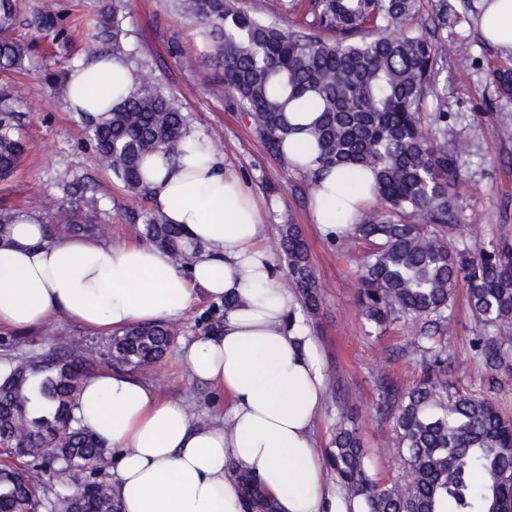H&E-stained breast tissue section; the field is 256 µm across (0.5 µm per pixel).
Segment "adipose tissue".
Here are the masks:
<instances>
[{
	"label": "adipose tissue",
	"mask_w": 512,
	"mask_h": 512,
	"mask_svg": "<svg viewBox=\"0 0 512 512\" xmlns=\"http://www.w3.org/2000/svg\"><path fill=\"white\" fill-rule=\"evenodd\" d=\"M484 40L512 53V0H481ZM132 70L92 56L69 70L68 111L101 117L134 89ZM178 165L146 158L143 181L155 209L202 245L177 266L151 245L94 238L49 239L33 215L18 213L14 244L0 249V325L28 328L59 315L109 333L136 322L179 320L199 297L233 299L218 335L194 340L192 377L219 384L231 404L219 426L199 425L190 408L160 398L120 372L87 381L84 425L112 449V487L122 512H244L227 462L248 471L279 512H353L326 480L315 427L324 400L319 347L300 316L267 244L265 208L223 165L212 139L188 134ZM354 166L325 175L312 201L319 230L335 237L373 195Z\"/></svg>",
	"instance_id": "1"
}]
</instances>
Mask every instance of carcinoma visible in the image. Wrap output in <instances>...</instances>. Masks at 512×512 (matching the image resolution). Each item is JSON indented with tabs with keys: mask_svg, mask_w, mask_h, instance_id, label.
Returning a JSON list of instances; mask_svg holds the SVG:
<instances>
[{
	"mask_svg": "<svg viewBox=\"0 0 512 512\" xmlns=\"http://www.w3.org/2000/svg\"><path fill=\"white\" fill-rule=\"evenodd\" d=\"M310 0L303 31L282 27L240 0H177L178 10L216 40L223 70L213 93L248 117L267 148L282 157L283 144L304 131L316 144L311 162L292 164L311 187L323 172L350 165L375 176L376 205L354 221L352 235L370 251L357 269L364 320L383 331L400 320L423 322L415 352L426 376L400 392L382 386L391 411L395 447L404 474L380 480L368 469L358 424L338 407L327 471L362 512H512V420L493 397L460 391L443 379L452 359L445 345L448 310L456 289L467 286L470 310L483 327L473 363L489 374L512 371V224L499 225L487 242L448 241L459 228L453 206L467 144L448 149L447 115L438 110L433 131L420 118L448 58L437 38L448 22V0ZM16 0H0V71L23 67L28 46L11 36ZM118 9L104 21L102 48L123 32ZM333 38L325 40L322 33ZM102 169L121 180L134 200L150 198L140 163L165 151L178 164L189 116L158 84L135 83L129 98L102 121L84 118ZM25 147L10 90L0 88V180L21 162ZM51 235L95 236L97 204L65 205L49 197ZM15 213L0 210V248L11 243ZM146 240L182 265L202 251L181 227L154 210L140 213ZM288 263L283 287L301 297L307 312L320 309L308 247L297 224H283L278 242ZM179 335L170 322L131 326L99 346L81 340L38 352L15 351L0 366V512H121L112 485L99 477L108 449L85 428L75 410L85 382L103 368L147 375ZM226 476L237 483L245 512H278L276 501L235 462Z\"/></svg>",
	"mask_w": 512,
	"mask_h": 512,
	"instance_id": "cac0c4a2",
	"label": "carcinoma"
}]
</instances>
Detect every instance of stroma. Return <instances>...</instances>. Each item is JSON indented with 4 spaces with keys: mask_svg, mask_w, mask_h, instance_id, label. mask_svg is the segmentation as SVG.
<instances>
[{
    "mask_svg": "<svg viewBox=\"0 0 512 512\" xmlns=\"http://www.w3.org/2000/svg\"><path fill=\"white\" fill-rule=\"evenodd\" d=\"M112 3L17 0L12 35L28 43L29 54L24 68L0 71V85L12 86L21 100L26 153L16 172L0 181V209L27 211L46 224V197L66 204L94 197L100 208V240L138 243L142 225L132 216L143 209V202L133 200L120 180L99 167L84 122L67 111L44 79L46 72L67 73L87 58L92 37ZM478 4L448 0V25L441 35L449 43H465L467 51L449 56L439 89L448 112L449 141L470 145L455 191L458 219L487 241L498 225L512 224V94H503L490 79L494 69L512 67V54L481 38L475 26ZM121 8L127 32L123 46L131 53L137 77L173 94L183 112L191 114L192 132L221 141L228 168L269 201V244H276L278 229L287 221L302 230L321 295L318 313L306 316L305 323L319 345L325 377L335 379L341 389L339 404H325L317 423L321 446H328L337 408L345 406L359 423L371 473L380 479L397 476L402 462L393 445L392 420L380 408L379 385L386 381L406 390L421 378L423 367L411 352L420 325L401 321L386 332L370 333L359 311L355 281L367 244L355 238L335 243L321 234L310 210L312 190L302 172L270 153L231 100L213 93L223 71L213 61L200 27L181 16L173 0H122ZM40 15L52 16L54 27L31 28L30 20ZM222 310V304L201 298L178 320L180 334L172 352L146 377L161 396L189 403L196 419L206 424L223 422L229 400L222 388L191 378L184 353L204 334L206 318ZM478 332L467 290L458 288L447 346L460 364L449 379L463 390L488 384L487 375L472 363ZM89 335V330L57 315L32 330L0 326V357L13 345L38 351Z\"/></svg>",
    "mask_w": 512,
    "mask_h": 512,
    "instance_id": "stroma-1",
    "label": "stroma"
}]
</instances>
